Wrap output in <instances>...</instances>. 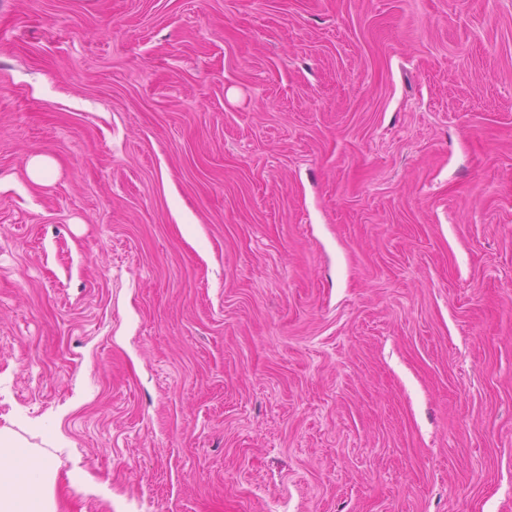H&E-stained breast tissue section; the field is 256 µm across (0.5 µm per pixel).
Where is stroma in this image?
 <instances>
[{"label":"stroma","mask_w":512,"mask_h":512,"mask_svg":"<svg viewBox=\"0 0 512 512\" xmlns=\"http://www.w3.org/2000/svg\"><path fill=\"white\" fill-rule=\"evenodd\" d=\"M0 431L56 512H512V0H0Z\"/></svg>","instance_id":"stroma-1"}]
</instances>
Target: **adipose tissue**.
Instances as JSON below:
<instances>
[{"label": "adipose tissue", "mask_w": 512, "mask_h": 512, "mask_svg": "<svg viewBox=\"0 0 512 512\" xmlns=\"http://www.w3.org/2000/svg\"><path fill=\"white\" fill-rule=\"evenodd\" d=\"M19 448L0 433V512H54L50 466L38 454L19 465Z\"/></svg>", "instance_id": "ef3b65f1"}]
</instances>
